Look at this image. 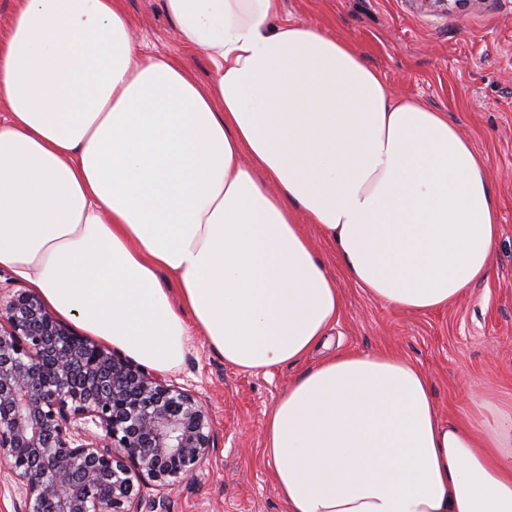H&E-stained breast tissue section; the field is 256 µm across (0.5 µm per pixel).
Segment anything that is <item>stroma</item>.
I'll return each mask as SVG.
<instances>
[{
	"mask_svg": "<svg viewBox=\"0 0 512 512\" xmlns=\"http://www.w3.org/2000/svg\"><path fill=\"white\" fill-rule=\"evenodd\" d=\"M147 52L183 62L208 83L201 50L184 46L162 0H122ZM279 16L350 41L390 94L446 113L486 163L498 203L501 236L487 276L447 307L415 313L390 307L340 280L342 310L333 353L387 351L430 379L441 418L473 402L512 407V0H471L449 10L417 0H280ZM309 356L271 374L244 373L193 336L169 384L208 408L215 446L174 493L173 512H288L263 454L267 413L300 375Z\"/></svg>",
	"mask_w": 512,
	"mask_h": 512,
	"instance_id": "1",
	"label": "stroma"
}]
</instances>
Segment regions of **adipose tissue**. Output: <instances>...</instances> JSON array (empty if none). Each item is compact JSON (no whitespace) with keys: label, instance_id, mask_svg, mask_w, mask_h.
<instances>
[{"label":"adipose tissue","instance_id":"ef3b65f1","mask_svg":"<svg viewBox=\"0 0 512 512\" xmlns=\"http://www.w3.org/2000/svg\"><path fill=\"white\" fill-rule=\"evenodd\" d=\"M208 85L149 55L121 0H17L0 40V269L158 372L202 334L249 373L326 350L264 452L288 512H512V412L448 420L391 353L329 354L345 278L427 313L487 272L499 215L447 116L393 98L278 0H163Z\"/></svg>","mask_w":512,"mask_h":512}]
</instances>
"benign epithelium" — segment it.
Wrapping results in <instances>:
<instances>
[{
  "mask_svg": "<svg viewBox=\"0 0 512 512\" xmlns=\"http://www.w3.org/2000/svg\"><path fill=\"white\" fill-rule=\"evenodd\" d=\"M198 396L0 291V459L14 512H170L214 447ZM158 494L145 499L142 488Z\"/></svg>",
  "mask_w": 512,
  "mask_h": 512,
  "instance_id": "benign-epithelium-1",
  "label": "benign epithelium"
}]
</instances>
